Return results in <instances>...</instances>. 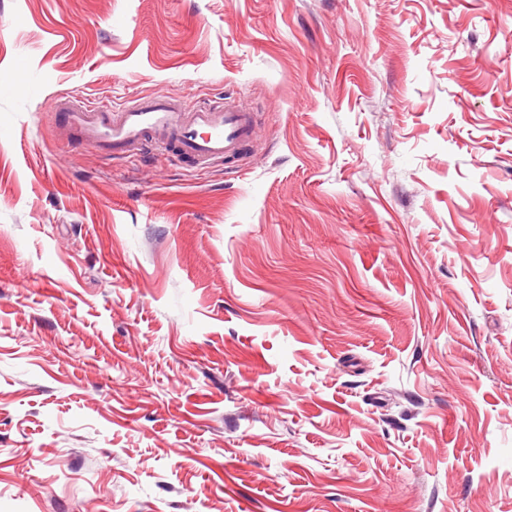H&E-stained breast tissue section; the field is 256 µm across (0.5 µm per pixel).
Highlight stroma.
<instances>
[{"mask_svg":"<svg viewBox=\"0 0 512 512\" xmlns=\"http://www.w3.org/2000/svg\"><path fill=\"white\" fill-rule=\"evenodd\" d=\"M512 0H0V512H512ZM241 101L200 165L50 106Z\"/></svg>","mask_w":512,"mask_h":512,"instance_id":"1","label":"stroma"}]
</instances>
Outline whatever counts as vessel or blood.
<instances>
[{
  "mask_svg": "<svg viewBox=\"0 0 512 512\" xmlns=\"http://www.w3.org/2000/svg\"><path fill=\"white\" fill-rule=\"evenodd\" d=\"M52 110L77 132L78 145L125 156L157 144L176 159L201 164L237 155L255 129L248 108L221 99L188 109L179 99L159 96L115 109L73 97L56 99Z\"/></svg>",
  "mask_w": 512,
  "mask_h": 512,
  "instance_id": "1",
  "label": "vessel or blood"
}]
</instances>
